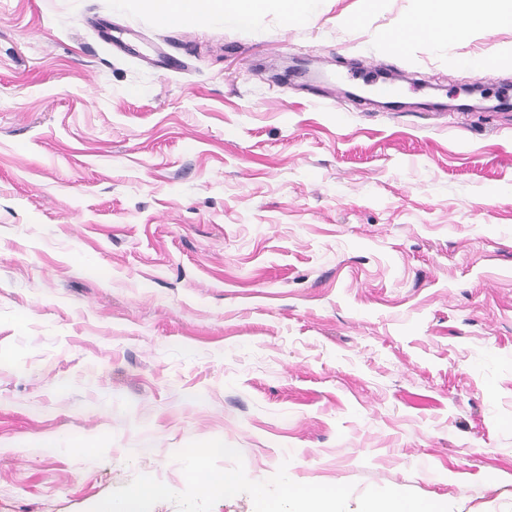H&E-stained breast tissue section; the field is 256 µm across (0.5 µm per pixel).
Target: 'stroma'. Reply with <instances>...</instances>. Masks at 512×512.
Wrapping results in <instances>:
<instances>
[{"instance_id":"obj_1","label":"stroma","mask_w":512,"mask_h":512,"mask_svg":"<svg viewBox=\"0 0 512 512\" xmlns=\"http://www.w3.org/2000/svg\"><path fill=\"white\" fill-rule=\"evenodd\" d=\"M418 6L0 0V512H256L287 478L512 512V111L445 108L512 104V22L397 48ZM160 5L159 14L163 21H178L194 24L211 20L214 10L219 9L221 19L225 23H243L249 12L258 7L264 0L239 1L248 4L247 8L236 7L237 1L223 0H156Z\"/></svg>"}]
</instances>
